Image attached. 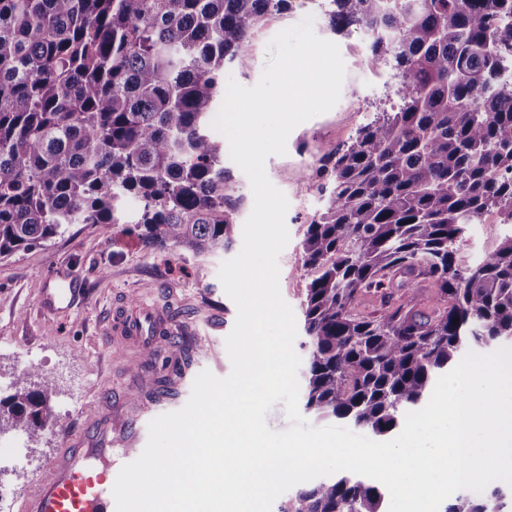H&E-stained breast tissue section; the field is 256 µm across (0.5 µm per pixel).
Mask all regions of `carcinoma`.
I'll use <instances>...</instances> for the list:
<instances>
[{
    "instance_id": "carcinoma-1",
    "label": "carcinoma",
    "mask_w": 512,
    "mask_h": 512,
    "mask_svg": "<svg viewBox=\"0 0 512 512\" xmlns=\"http://www.w3.org/2000/svg\"><path fill=\"white\" fill-rule=\"evenodd\" d=\"M309 3L336 32L365 30L398 80L392 111L319 159L328 195L302 242L305 408L383 436L466 347L512 340V233L476 264L459 257L487 214L512 225V0H0V258L68 224L110 232L130 199L147 247L229 245L209 114L254 30ZM372 291L379 307L360 311ZM192 351L173 337L167 360ZM157 359L132 369L166 394ZM39 378L0 400V430L53 424ZM384 495L346 472L283 512H381ZM506 498L495 480L445 512H508Z\"/></svg>"
}]
</instances>
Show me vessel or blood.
Listing matches in <instances>:
<instances>
[{
    "mask_svg": "<svg viewBox=\"0 0 512 512\" xmlns=\"http://www.w3.org/2000/svg\"><path fill=\"white\" fill-rule=\"evenodd\" d=\"M75 281L60 275L49 278L40 298L42 308L67 305ZM180 325L167 314L135 310L122 323L121 332L134 337L148 350H159V339L178 334ZM112 417L104 415L97 431L63 449L49 464L26 512H116L112 489L116 481L107 461L112 456Z\"/></svg>",
    "mask_w": 512,
    "mask_h": 512,
    "instance_id": "b4317fda",
    "label": "vessel or blood"
}]
</instances>
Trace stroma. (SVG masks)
Segmentation results:
<instances>
[{
    "label": "stroma",
    "mask_w": 512,
    "mask_h": 512,
    "mask_svg": "<svg viewBox=\"0 0 512 512\" xmlns=\"http://www.w3.org/2000/svg\"><path fill=\"white\" fill-rule=\"evenodd\" d=\"M308 16L317 36L338 45L345 78L334 108L297 126L287 139L286 154L270 156L265 164L270 181L289 202L285 222L290 241L278 258L279 285L297 314L310 282L302 241L325 198L313 174L315 161L324 148L346 143L377 112L389 109L397 87L393 71L374 61L365 32L335 33L324 13L314 7L265 21L252 35L248 51L227 67L226 77L254 86L269 59L273 37ZM224 170V196L234 208L237 230L222 250L207 255L180 248L150 251L142 247L133 225H117L107 235L97 224H71L42 245L0 259V396L14 393L22 373L36 370L49 375L54 380L50 404L56 419L51 427L0 432V490L7 494L0 512H21L59 448L91 431L104 410H111L113 425L130 434L129 446L141 449L147 443L149 422L181 409L200 372L229 374L225 339L234 327L237 308L224 291L219 269L242 248L240 228L253 209L254 197L232 159H225ZM505 230L495 212L487 223L470 226L460 249L462 259L468 264L480 261ZM55 270L78 278L79 295L62 313L39 305L42 282ZM134 307L178 310L185 316L193 357L174 379V396H142L145 381L130 370L141 348L130 337L111 334L114 317ZM134 394L139 397L135 403L130 400ZM126 447L114 446L113 469L125 465Z\"/></svg>",
    "instance_id": "stroma-1"
}]
</instances>
